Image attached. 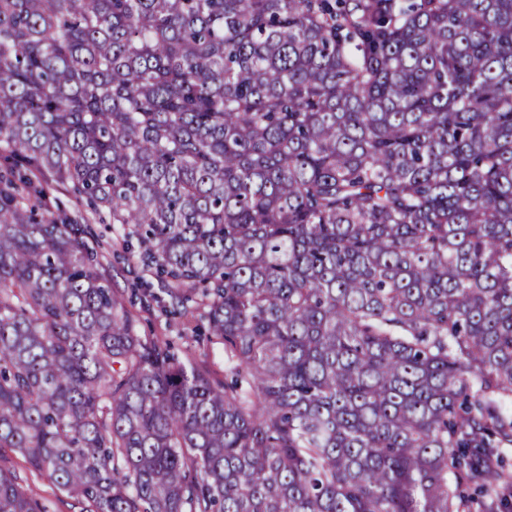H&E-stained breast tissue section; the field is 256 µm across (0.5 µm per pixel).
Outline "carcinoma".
Returning <instances> with one entry per match:
<instances>
[{"instance_id":"obj_1","label":"carcinoma","mask_w":512,"mask_h":512,"mask_svg":"<svg viewBox=\"0 0 512 512\" xmlns=\"http://www.w3.org/2000/svg\"><path fill=\"white\" fill-rule=\"evenodd\" d=\"M0 167V512H512V0H0ZM51 211H64L79 222L89 223L94 237L100 264L112 277V283L124 290L128 309L136 316L137 330L141 335L160 336L168 340L183 361L207 365L224 379V348L212 344L206 336H184L181 320L163 308L166 299L158 278L143 266L135 239H128L118 230L117 224H103L98 216L93 218L90 207L72 187L50 190ZM84 218V221L80 220ZM12 469L23 484L38 488L41 503L47 512H78V508L71 506L72 501L61 495L46 476L32 470L21 455H12Z\"/></svg>"}]
</instances>
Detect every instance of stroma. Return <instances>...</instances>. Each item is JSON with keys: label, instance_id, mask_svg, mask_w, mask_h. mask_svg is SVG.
Masks as SVG:
<instances>
[{"label": "stroma", "instance_id": "35a3bbf8", "mask_svg": "<svg viewBox=\"0 0 512 512\" xmlns=\"http://www.w3.org/2000/svg\"><path fill=\"white\" fill-rule=\"evenodd\" d=\"M50 196L52 208L84 218L90 224L99 243L98 259L113 284L123 289L127 306L137 319L138 332L162 337L173 345L182 360L207 365L215 374H223V346L211 343L203 336L183 334L180 318L165 311L162 285L143 266L136 240L126 238L117 226L94 218L85 199L77 192L55 187ZM12 469L22 482L37 487L46 512H75L70 499L61 495L46 476L32 470L22 456H13Z\"/></svg>", "mask_w": 512, "mask_h": 512}]
</instances>
